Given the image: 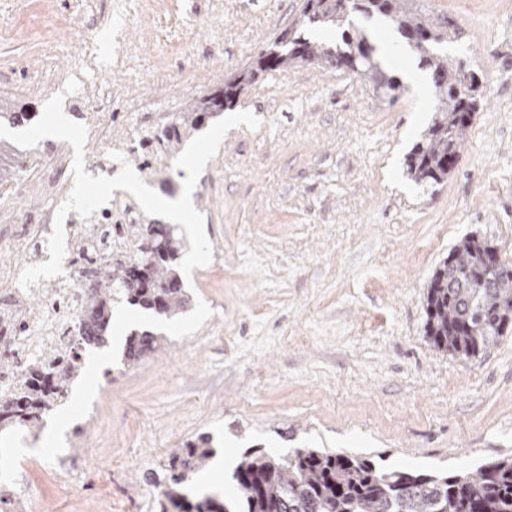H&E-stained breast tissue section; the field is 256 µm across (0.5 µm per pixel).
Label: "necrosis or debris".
<instances>
[{
  "label": "necrosis or debris",
  "mask_w": 512,
  "mask_h": 512,
  "mask_svg": "<svg viewBox=\"0 0 512 512\" xmlns=\"http://www.w3.org/2000/svg\"><path fill=\"white\" fill-rule=\"evenodd\" d=\"M79 71L86 81L75 109L87 130L86 172L111 175L114 151L135 167L161 159L163 143L158 134L172 125L173 113L146 100L125 102L123 112H116L111 90L91 84L98 71L94 52L86 53ZM71 188L70 148L65 142L25 154L18 177L0 181V250L24 260L20 266H0V283L6 285V300L0 303V392L16 393L18 374L34 365L49 360L62 370L77 360L89 341L81 324L80 287L96 286L97 268L126 261L138 242L134 229L145 216L121 199H112L87 219L69 212L62 272L40 280L46 301L40 310H31V292L20 286L19 277L24 266L48 261L47 239L55 213ZM33 189L44 203L35 214L20 216L11 202Z\"/></svg>",
  "instance_id": "4bbe7bcc"
}]
</instances>
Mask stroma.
<instances>
[{"label":"stroma","mask_w":512,"mask_h":512,"mask_svg":"<svg viewBox=\"0 0 512 512\" xmlns=\"http://www.w3.org/2000/svg\"><path fill=\"white\" fill-rule=\"evenodd\" d=\"M303 0H0V97L41 115L39 82L70 80L86 45L124 61L100 72L113 97L181 112L252 67ZM462 35L447 52L481 77L483 101L444 183L412 181L407 158L435 116L432 75L389 20L352 16L386 47L396 101L363 75L324 62L262 73L235 111L258 128L228 131L195 186L220 266L183 286L174 318L114 309L102 347L86 348L69 402L39 432L0 440L28 464L37 512H163L149 476L207 434L218 454L285 457L298 448L358 455L405 471L473 469L512 455V327L476 356L437 349L426 293L461 240L512 264V0H418ZM162 335L140 362L131 334ZM112 375L104 391V373ZM63 449L60 477L42 458Z\"/></svg>","instance_id":"stroma-1"}]
</instances>
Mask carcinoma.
<instances>
[{
	"label": "carcinoma",
	"mask_w": 512,
	"mask_h": 512,
	"mask_svg": "<svg viewBox=\"0 0 512 512\" xmlns=\"http://www.w3.org/2000/svg\"><path fill=\"white\" fill-rule=\"evenodd\" d=\"M416 0H304L287 30L281 32L277 50L265 52L251 69L224 83L220 97L194 103L179 112L172 129L161 133L171 156L184 140L201 130L207 113L233 106L236 98L267 70L300 61L326 62L367 77L394 102L402 84L380 68L374 47L360 32L349 33V17L383 15L396 26L422 67L432 72L437 90V115L407 160V174L418 184H439L458 160L481 93L467 61L441 51L457 41L453 20L438 25L415 7ZM342 30L344 45L355 47L354 56L338 47L314 44L302 37L310 27ZM24 107L0 97V122L21 125ZM184 248L166 224L141 225L138 251L126 263L98 271V287L83 294L84 328L94 342L104 343L114 301H125L170 317L186 311L192 297L182 287L177 260ZM492 246L465 238L436 269L426 296V335L451 354L476 356L497 345L512 324V274L505 263H495ZM160 337L148 332L133 336L125 356L133 362L159 345ZM30 416L16 418L23 410L13 395L0 394V431L16 424L35 431L54 407L46 391L21 379ZM215 450L206 434L188 442L170 459L161 485L178 512H229L219 499L206 496L189 500L180 489L204 470ZM243 512H512V455L483 463L474 471L453 473L406 472L381 467L361 456L330 453L318 448H298L288 457L276 458L252 449L245 451L233 471Z\"/></svg>",
	"instance_id": "cac0c4a2"
}]
</instances>
